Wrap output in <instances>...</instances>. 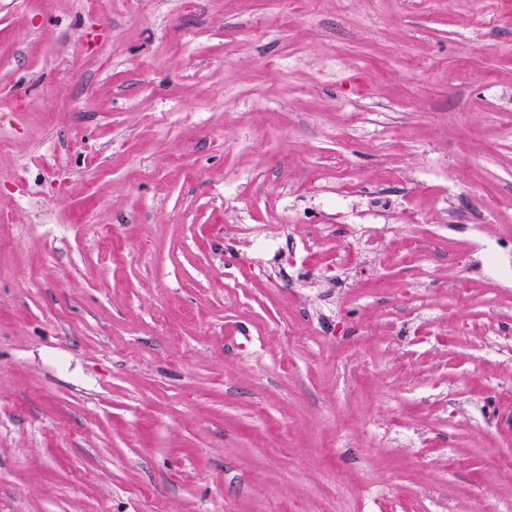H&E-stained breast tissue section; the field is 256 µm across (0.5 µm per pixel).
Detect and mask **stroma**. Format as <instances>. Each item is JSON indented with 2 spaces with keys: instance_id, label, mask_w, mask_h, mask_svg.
I'll use <instances>...</instances> for the list:
<instances>
[{
  "instance_id": "obj_1",
  "label": "stroma",
  "mask_w": 512,
  "mask_h": 512,
  "mask_svg": "<svg viewBox=\"0 0 512 512\" xmlns=\"http://www.w3.org/2000/svg\"><path fill=\"white\" fill-rule=\"evenodd\" d=\"M385 187L329 294L244 224ZM512 0H0V512H512ZM448 222L449 224H456L460 222H466L467 224H473V238L470 244L462 252L458 253L456 258L458 262L466 263L471 260V257L475 255V258L482 256L487 264L496 267L503 255L508 256L509 250L505 242H496V247L491 248L487 242L481 237V225L480 217H474L471 213L461 211L453 204L448 205Z\"/></svg>"
}]
</instances>
